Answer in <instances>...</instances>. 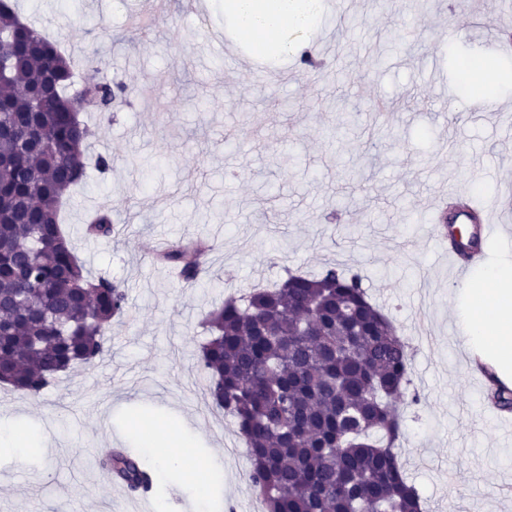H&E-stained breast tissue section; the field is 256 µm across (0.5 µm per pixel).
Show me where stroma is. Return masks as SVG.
<instances>
[{"instance_id":"35a3bbf8","label":"stroma","mask_w":512,"mask_h":512,"mask_svg":"<svg viewBox=\"0 0 512 512\" xmlns=\"http://www.w3.org/2000/svg\"><path fill=\"white\" fill-rule=\"evenodd\" d=\"M308 35L323 61L303 71L292 55L241 46L224 0H204L210 35L185 0H164L152 34L130 25L139 0H17L23 21L51 24L68 52L93 45L125 105L92 117L89 190L63 209L64 228L88 271L121 284L129 311L112 322L110 349L94 367L61 375L39 396L0 385V512H263L234 418L211 407L198 363L203 321L237 289L287 273L334 266L361 275L407 343L411 383L397 411V453L424 512H512V446L476 400L474 373L454 325L464 280L432 234L444 192L465 184L480 205L512 201V82L489 115L464 98L458 59L495 56L512 72V0H336ZM394 104L389 124L371 105ZM454 110H445L444 99ZM98 211L119 221L117 239L83 229ZM212 249L205 284L190 288L154 259L158 244L187 234ZM149 419L160 458L155 501L112 487L101 461L140 449ZM219 455L224 479L201 498L198 462Z\"/></svg>"}]
</instances>
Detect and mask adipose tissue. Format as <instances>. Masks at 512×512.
Instances as JSON below:
<instances>
[{
    "instance_id": "adipose-tissue-1",
    "label": "adipose tissue",
    "mask_w": 512,
    "mask_h": 512,
    "mask_svg": "<svg viewBox=\"0 0 512 512\" xmlns=\"http://www.w3.org/2000/svg\"><path fill=\"white\" fill-rule=\"evenodd\" d=\"M241 37L257 49L297 54L320 0H228ZM456 309V326L470 354L493 366L500 377L512 375V263L477 271Z\"/></svg>"
}]
</instances>
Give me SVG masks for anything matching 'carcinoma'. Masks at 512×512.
<instances>
[{
    "mask_svg": "<svg viewBox=\"0 0 512 512\" xmlns=\"http://www.w3.org/2000/svg\"><path fill=\"white\" fill-rule=\"evenodd\" d=\"M86 60L77 89L72 57L22 21L14 0H0V383L32 397L103 359L127 304L119 284L86 273L61 225L65 201L86 185L95 132L82 113L110 112L126 97L97 52ZM85 233L112 238L111 214L95 213ZM210 250L193 235L156 260L193 286ZM205 326L198 361L210 402L235 418L266 512H421L395 452L408 345L360 275L290 274L225 300ZM490 397L512 412L511 389ZM102 468L132 493L161 498L144 454L117 448Z\"/></svg>",
    "mask_w": 512,
    "mask_h": 512,
    "instance_id": "cac0c4a2",
    "label": "carcinoma"
}]
</instances>
